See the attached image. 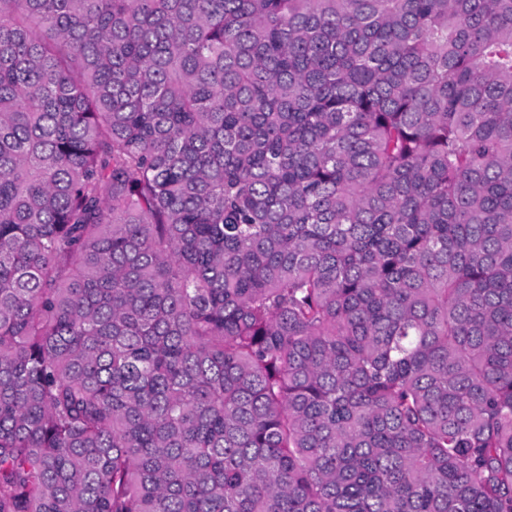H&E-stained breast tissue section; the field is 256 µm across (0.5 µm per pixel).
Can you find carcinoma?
<instances>
[{
  "label": "carcinoma",
  "mask_w": 512,
  "mask_h": 512,
  "mask_svg": "<svg viewBox=\"0 0 512 512\" xmlns=\"http://www.w3.org/2000/svg\"><path fill=\"white\" fill-rule=\"evenodd\" d=\"M0 512H512V0H0Z\"/></svg>",
  "instance_id": "1"
}]
</instances>
